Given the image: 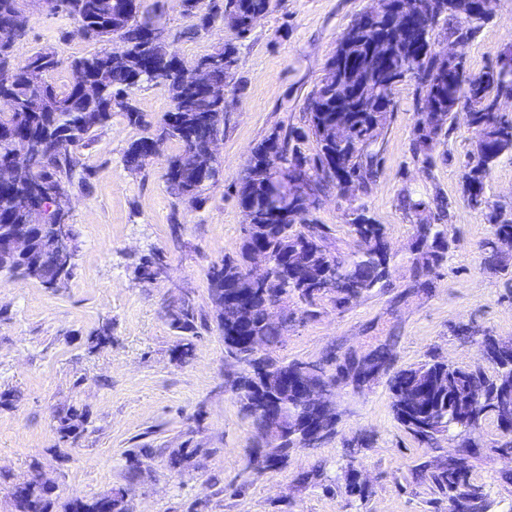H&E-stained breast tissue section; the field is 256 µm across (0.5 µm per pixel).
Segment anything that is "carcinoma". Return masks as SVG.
<instances>
[{
    "instance_id": "cac0c4a2",
    "label": "carcinoma",
    "mask_w": 512,
    "mask_h": 512,
    "mask_svg": "<svg viewBox=\"0 0 512 512\" xmlns=\"http://www.w3.org/2000/svg\"><path fill=\"white\" fill-rule=\"evenodd\" d=\"M27 5V0H0V67H11L14 82L4 92L14 100L11 112H0V165L25 155L35 167L32 175L22 180L0 183V226L28 224L31 207L56 204L70 195L74 179V156L89 146L95 134L106 127L112 112L119 111L126 120L149 129L133 103L134 92L146 85L167 87L172 107L166 112L157 135L174 138L183 150L197 153L199 163L192 169L180 167V157L168 163L163 178L169 192L191 206L202 202L201 195L215 182L219 165L207 153V144L224 134V104L207 97L210 83L231 84L236 75L237 49L226 43L213 53L193 63L174 55L167 41H150L143 37L144 27L161 19L163 6L149 0H56L55 12H62L84 38L111 44V48L77 58L69 63L73 78L59 89L48 82L32 88L26 74L31 64L38 63L46 74L60 65L55 51L40 48L23 60L13 56L15 43L23 37L13 26L14 16ZM181 14L191 19L189 33L224 21L233 15L231 25L237 37H245L254 25L277 7V0H178ZM419 8L428 14L411 27L391 25L384 18L355 19L344 31L332 59L344 56L336 73H325L317 92L307 101V129H293L286 134L274 131L253 150L243 176L234 185V194L242 205L256 214L255 223L244 231L238 253L207 272L209 293L224 287V299L251 305L250 320L234 323L226 317L225 307L215 308V319L224 335V355L236 358L241 373L233 381L236 397L247 394L250 386H258L260 375L251 371L257 365L265 372L292 369L297 362L268 355L258 359L249 349L248 340L255 326H263L267 347L275 351L282 344L281 332L268 319L270 303L288 301L296 306L302 320L318 315L320 302L327 299L338 309H345L375 288L390 286L391 252L385 232L373 222L364 206L349 208L348 225L357 241L355 251L344 255L333 248L323 224L310 219L314 200L298 205L286 218L274 214L269 190L274 184L278 166L294 165L310 177V190L317 197L328 187L345 193L352 189L362 194L377 177L381 130L394 112V90L377 75L368 61L371 47L382 49L388 70L415 69L422 78L415 81L416 100H431L446 113L442 124L428 128L416 121L412 132L414 157L430 168L434 153L445 143L452 124L453 106L463 103L471 107L479 138L475 150L467 155L463 168V193L470 206L488 211L493 236L512 237V219L504 216L503 207L486 192V178L504 156H512V118L491 111L490 103L500 88L512 85V72L491 64L482 73L472 75L459 71L453 64L440 61L441 43L454 41L461 49L483 26L484 16L479 0H419ZM315 138L317 152L312 157L301 153L300 143ZM147 133L132 141L123 155L130 170H141L151 157ZM400 203L414 222L415 253L413 287H431V277L448 259L446 225L450 202L435 196L432 202L402 194ZM68 225L73 248H78L77 235L70 219L57 209L44 215L36 236L47 237L54 225ZM263 250L271 259L270 273L258 291L240 296L237 284L245 274L252 252ZM484 264L494 270L505 269L507 261L492 241L484 243ZM75 263L62 269L49 249L37 251L36 265L23 267L0 261V274L35 280L47 288L60 291L68 287ZM338 275L353 291L325 295L315 288V280ZM167 317L172 329L186 337L177 350V359L192 356V337L198 335V313L193 303L182 298L171 307ZM371 370L389 374L393 398L408 397L410 403H393V414L404 430L420 444L435 448L443 437L457 433L469 435L482 429L486 418L496 421L503 446L512 448V395L499 393L505 382H512V356L492 363V372L483 367H448V363L432 359L418 366L394 372V348L380 344L369 352ZM308 384L321 385L349 375L348 367L332 356L315 366ZM251 421L262 447L265 422L256 411L241 406ZM89 410L70 406L57 412V433L63 443L73 442L85 431ZM437 500L448 504V512L462 505L464 512H489L490 495L481 485L471 481L468 466L448 463L433 467L427 463L417 468ZM15 512H53L52 491L29 482L13 486ZM127 491L117 490L91 500L75 499L65 512H128Z\"/></svg>"
}]
</instances>
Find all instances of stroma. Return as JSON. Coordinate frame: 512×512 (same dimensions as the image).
Listing matches in <instances>:
<instances>
[{
  "label": "stroma",
  "instance_id": "35a3bbf8",
  "mask_svg": "<svg viewBox=\"0 0 512 512\" xmlns=\"http://www.w3.org/2000/svg\"><path fill=\"white\" fill-rule=\"evenodd\" d=\"M370 0H280L247 35L215 23L188 34L189 19L175 0H166L170 45L194 62L235 42L236 75L224 112L219 144V179L192 208L171 195L163 173L182 151L166 140L161 152L139 171L123 155L143 135L121 113L76 155L71 222L79 249L68 288L56 291L34 280L0 275V512H14L11 487L42 478L55 484L56 505L75 497L128 490L130 512H434L426 485L413 468L463 453L474 482L485 486L491 512H512V455L497 450L493 420L483 424L481 447H463L462 437H443L423 447L393 417L387 377L363 389L339 385V418L334 434L316 447L293 449L271 470L251 467L254 429L230 388L224 337L214 326L207 272L212 263L235 255L246 217L232 191L253 149L272 131L306 125V103L320 86L341 34ZM60 14L30 17L26 36L14 46L18 58L52 48L61 66L46 74L62 88L72 79L71 59L101 51L102 43L71 34ZM512 46V0H498L492 16L466 48L470 72L483 71ZM396 106L378 139L382 161L377 178L362 196L369 215L383 225L394 255L390 285L365 295L347 309L323 303L317 318L296 323L278 354L288 360L319 362L329 355L367 354L394 340L395 368L429 355L472 365L476 345L457 336L459 326L476 334L512 340V267L497 272L483 264L482 245L492 225L484 211L463 198L462 174L476 132L465 117L453 122L432 169L411 150L418 118L415 83L401 82ZM448 198L447 263L432 277L430 292L412 289L414 220L401 208L402 193ZM349 200L338 189L321 195L312 217L326 225L336 249L354 251L347 213ZM159 253L167 275L152 283L136 279L134 266ZM181 297L192 299L208 329L194 338L190 359L177 361L183 338L170 328L165 309ZM111 325V342L97 345L91 332ZM87 408L83 435L57 452V410ZM368 447H358V440ZM152 449L136 482L127 479L128 454ZM196 449L188 465L172 467L170 456ZM321 469L318 485L300 483L302 473ZM367 481L359 499L345 487L352 475Z\"/></svg>",
  "mask_w": 512,
  "mask_h": 512
}]
</instances>
